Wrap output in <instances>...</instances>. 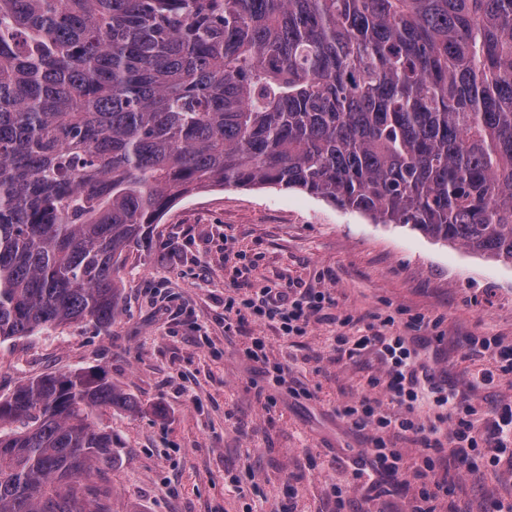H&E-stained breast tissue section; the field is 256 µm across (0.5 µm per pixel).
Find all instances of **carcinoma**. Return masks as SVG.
Returning a JSON list of instances; mask_svg holds the SVG:
<instances>
[{
    "label": "carcinoma",
    "instance_id": "cac0c4a2",
    "mask_svg": "<svg viewBox=\"0 0 512 512\" xmlns=\"http://www.w3.org/2000/svg\"><path fill=\"white\" fill-rule=\"evenodd\" d=\"M278 185L512 263V0H0V342L119 314L174 203ZM105 376L0 397V512H112Z\"/></svg>",
    "mask_w": 512,
    "mask_h": 512
}]
</instances>
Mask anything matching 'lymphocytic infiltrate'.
Instances as JSON below:
<instances>
[{
	"mask_svg": "<svg viewBox=\"0 0 512 512\" xmlns=\"http://www.w3.org/2000/svg\"><path fill=\"white\" fill-rule=\"evenodd\" d=\"M332 304L329 295L310 288L293 299L288 289L266 287L248 299L225 300L224 311L233 315L236 323L261 319L275 324L283 335L299 336ZM467 344L473 352L489 356L492 361L491 366L475 374L476 385L491 383L494 373H512V347L501 346L493 336H471ZM336 351L350 358L375 354L388 369L385 392L391 402L404 409L400 415L379 416L367 397L341 408V415L354 429L372 428L376 431L370 440L368 464L357 469V478L368 480L376 474L391 478L399 475L402 454L399 449L387 447L383 439L387 433L408 438L420 446L415 471L420 486L410 512H435L438 497L448 490L447 475L439 470L443 462L452 459L466 465L478 449L490 448L494 451L488 459L491 467L505 465L512 468L511 405L502 407L494 417L488 418L483 428H475L472 421L475 407L455 390L437 383L428 368L418 362L415 349L404 336H390L376 329L352 341L340 334L336 337ZM423 393L430 394L436 405L446 408L450 423L448 430L413 419L414 405Z\"/></svg>",
	"mask_w": 512,
	"mask_h": 512,
	"instance_id": "obj_1",
	"label": "lymphocytic infiltrate"
}]
</instances>
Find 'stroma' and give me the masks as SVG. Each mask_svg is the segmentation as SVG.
<instances>
[{
    "mask_svg": "<svg viewBox=\"0 0 512 512\" xmlns=\"http://www.w3.org/2000/svg\"><path fill=\"white\" fill-rule=\"evenodd\" d=\"M120 313L111 328L81 321L0 344V396L31 378L104 369L137 404L105 408L101 427L118 454L94 481L112 512H369L370 493L353 472L371 430L339 416L368 397L393 414L383 388L387 369L368 353L337 354L334 318L306 335L270 324L224 328V301L268 285L318 288L349 315L351 336L393 316L394 332L425 317L430 342L421 362L443 376L487 418L512 405V374L472 388L471 336L512 347V264L446 244L400 224H375L299 190H202L172 206L148 249L132 250L121 273ZM266 340L271 362L288 367L293 390L269 383L245 350ZM403 468L383 497L387 512H409L418 490L416 444L398 439ZM448 469L437 512H491L512 491V474L488 466Z\"/></svg>",
    "mask_w": 512,
    "mask_h": 512,
    "instance_id": "stroma-1",
    "label": "stroma"
}]
</instances>
